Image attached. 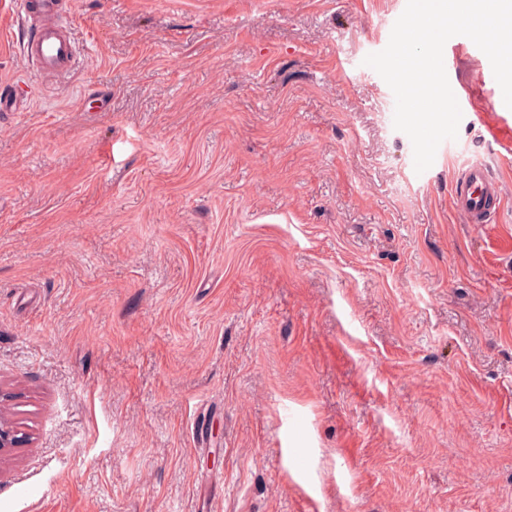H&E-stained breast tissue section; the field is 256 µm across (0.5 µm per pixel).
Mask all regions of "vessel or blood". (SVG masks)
<instances>
[{
	"label": "vessel or blood",
	"mask_w": 512,
	"mask_h": 512,
	"mask_svg": "<svg viewBox=\"0 0 512 512\" xmlns=\"http://www.w3.org/2000/svg\"><path fill=\"white\" fill-rule=\"evenodd\" d=\"M19 10L37 20L22 43L26 59L42 76L68 73L77 59V44L70 26L59 18V0H19ZM452 204L467 223H489L503 209L501 182L485 164H471L455 184Z\"/></svg>",
	"instance_id": "b4317fda"
}]
</instances>
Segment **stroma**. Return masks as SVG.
Here are the masks:
<instances>
[{"label":"stroma","mask_w":512,"mask_h":512,"mask_svg":"<svg viewBox=\"0 0 512 512\" xmlns=\"http://www.w3.org/2000/svg\"><path fill=\"white\" fill-rule=\"evenodd\" d=\"M407 0H65L42 77L0 0V512H512L511 158L484 52L416 173L364 58ZM452 204L468 224H490L491 215L503 210L501 182L485 164L473 163L456 181Z\"/></svg>","instance_id":"stroma-1"}]
</instances>
